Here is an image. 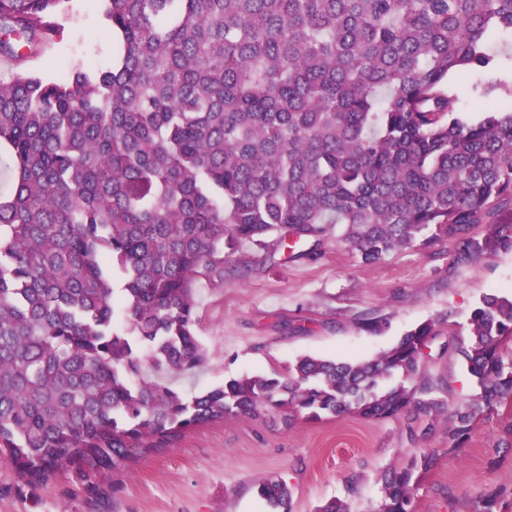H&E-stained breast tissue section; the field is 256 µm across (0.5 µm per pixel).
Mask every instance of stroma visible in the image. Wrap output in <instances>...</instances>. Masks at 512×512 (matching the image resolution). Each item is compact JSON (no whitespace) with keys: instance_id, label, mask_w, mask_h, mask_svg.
<instances>
[{"instance_id":"stroma-1","label":"stroma","mask_w":512,"mask_h":512,"mask_svg":"<svg viewBox=\"0 0 512 512\" xmlns=\"http://www.w3.org/2000/svg\"><path fill=\"white\" fill-rule=\"evenodd\" d=\"M78 64H112V33L98 0H84L64 21L55 49L35 68L55 76ZM342 231L331 226L312 259L290 260L280 251L270 258L242 247L225 261L223 283H198L197 332L206 360L167 381L190 395L232 376L287 372L305 355L370 360L431 321L435 334L422 371L444 385V410L422 443L411 441L407 415L316 419L292 412L284 421L228 415L123 471L91 475L94 495L65 472L36 490L12 491L13 471L0 460L6 489L0 512H270L258 489L272 476L290 488L292 512H317L332 499L345 502L349 512H375L383 471L423 447L435 461L418 477L415 512H477L491 493L496 512H512V436L505 432L512 399L497 414L480 417L463 443L448 439L452 416L480 393L448 344L467 338L470 313L484 294L512 295V253L459 261L441 235L365 264ZM369 319L377 328L366 327Z\"/></svg>"}]
</instances>
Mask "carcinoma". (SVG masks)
I'll return each mask as SVG.
<instances>
[{"label": "carcinoma", "instance_id": "obj_1", "mask_svg": "<svg viewBox=\"0 0 512 512\" xmlns=\"http://www.w3.org/2000/svg\"><path fill=\"white\" fill-rule=\"evenodd\" d=\"M79 0H0V457L15 488L122 468L226 415L282 410L433 418L425 322L368 361L305 356L187 396L201 365L197 283L245 244L312 243L329 224L362 262L448 237L455 257L512 252V0H99L107 69L30 63ZM495 103L467 123L450 76ZM123 286L114 292V276ZM448 344L482 389L455 444L512 393V299L484 295ZM402 381L385 388L393 375ZM413 387L408 388L405 383ZM422 451L382 475L377 512H413ZM290 512L280 479L259 487Z\"/></svg>", "mask_w": 512, "mask_h": 512}]
</instances>
